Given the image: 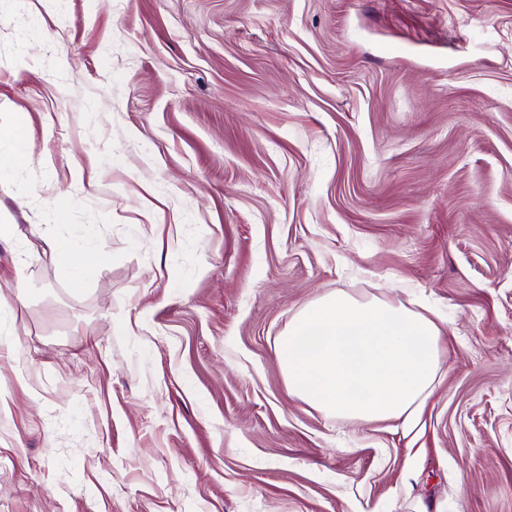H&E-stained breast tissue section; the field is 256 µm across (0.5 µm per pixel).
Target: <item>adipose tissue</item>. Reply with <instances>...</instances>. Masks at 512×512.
Masks as SVG:
<instances>
[{"mask_svg": "<svg viewBox=\"0 0 512 512\" xmlns=\"http://www.w3.org/2000/svg\"><path fill=\"white\" fill-rule=\"evenodd\" d=\"M441 327L380 297L336 292L306 306L280 340L288 390L362 422L418 424L441 368Z\"/></svg>", "mask_w": 512, "mask_h": 512, "instance_id": "obj_1", "label": "adipose tissue"}]
</instances>
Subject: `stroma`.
Here are the masks:
<instances>
[{"label": "stroma", "instance_id": "obj_1", "mask_svg": "<svg viewBox=\"0 0 512 512\" xmlns=\"http://www.w3.org/2000/svg\"><path fill=\"white\" fill-rule=\"evenodd\" d=\"M336 290L443 320L411 433L289 394ZM0 512H512V0H0ZM42 241L55 254L60 265L73 274L76 279H82L89 273L91 263L87 261L83 265L77 266L74 260L76 251L70 244L62 243L60 240L47 234L42 235Z\"/></svg>", "mask_w": 512, "mask_h": 512}]
</instances>
